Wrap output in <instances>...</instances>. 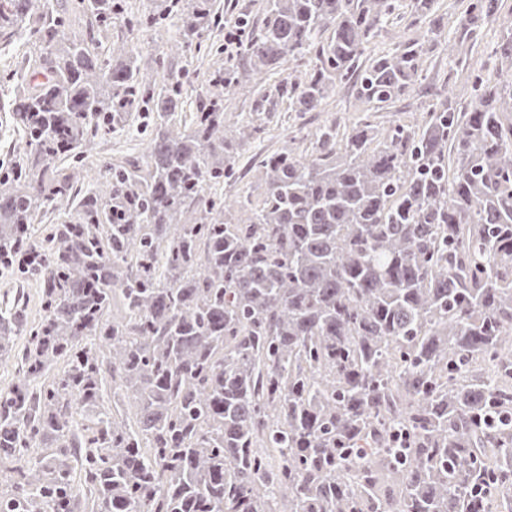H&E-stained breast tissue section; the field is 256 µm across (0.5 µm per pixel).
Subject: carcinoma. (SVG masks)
I'll use <instances>...</instances> for the list:
<instances>
[{"mask_svg": "<svg viewBox=\"0 0 512 512\" xmlns=\"http://www.w3.org/2000/svg\"><path fill=\"white\" fill-rule=\"evenodd\" d=\"M501 7L468 0L458 39L371 55L394 0H266L181 127L189 83L155 91L164 58L112 30L174 16L170 52L219 55L211 0H152L137 21L78 0L86 33L53 0H0V46L30 70L0 71L23 143L0 172V267L43 255L45 308L0 351L25 379L57 370L0 393V512H76L78 470L97 512H512V35L487 75L466 52ZM438 49L469 69L468 107L445 96L380 134L371 117ZM345 83L366 115L298 127L259 164V206L206 194L277 101L303 117ZM247 94L248 120L224 111ZM133 112L156 113L143 161L91 181L54 165Z\"/></svg>", "mask_w": 512, "mask_h": 512, "instance_id": "1", "label": "carcinoma"}]
</instances>
